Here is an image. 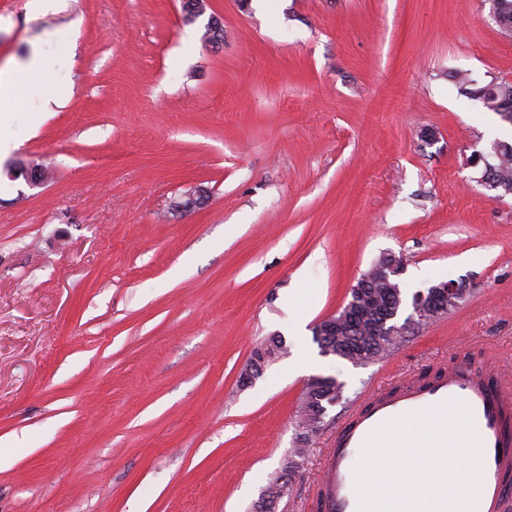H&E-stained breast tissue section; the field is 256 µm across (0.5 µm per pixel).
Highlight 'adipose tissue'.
<instances>
[{
  "mask_svg": "<svg viewBox=\"0 0 512 512\" xmlns=\"http://www.w3.org/2000/svg\"><path fill=\"white\" fill-rule=\"evenodd\" d=\"M56 66V57L45 51L27 61L0 66V150L14 143L4 123L6 115L18 111L32 83L49 79ZM450 437L448 450L459 465L448 472L442 471V457L437 452H421L404 444L393 451L372 449L364 467L363 494L389 498L395 512H430L431 504L442 497L455 512H477L475 486L479 476L474 450L465 428H453Z\"/></svg>",
  "mask_w": 512,
  "mask_h": 512,
  "instance_id": "obj_1",
  "label": "adipose tissue"
}]
</instances>
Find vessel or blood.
I'll return each mask as SVG.
<instances>
[{
  "instance_id": "b4317fda",
  "label": "vessel or blood",
  "mask_w": 512,
  "mask_h": 512,
  "mask_svg": "<svg viewBox=\"0 0 512 512\" xmlns=\"http://www.w3.org/2000/svg\"><path fill=\"white\" fill-rule=\"evenodd\" d=\"M460 421L476 450L478 512H512V391L491 373L464 366L406 383L354 411L324 456L316 512H389L387 502L359 492V449L392 441L401 426L411 427L414 447L444 448L449 427Z\"/></svg>"
}]
</instances>
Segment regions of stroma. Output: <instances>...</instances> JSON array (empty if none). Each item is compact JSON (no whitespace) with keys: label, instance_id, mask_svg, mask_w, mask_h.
<instances>
[{"label":"stroma","instance_id":"obj_1","mask_svg":"<svg viewBox=\"0 0 512 512\" xmlns=\"http://www.w3.org/2000/svg\"><path fill=\"white\" fill-rule=\"evenodd\" d=\"M27 2L0 0V65L60 28L75 46L69 97L14 113L0 154V512H255L309 379L333 376L272 508L314 512L371 395L460 364L512 384V196L470 164L512 125L457 83L512 82L488 0H208L192 20L181 0ZM18 161L49 180L10 178ZM198 187L203 208L173 210ZM387 252L406 293L462 280L465 300L379 361L323 356L314 326Z\"/></svg>","mask_w":512,"mask_h":512}]
</instances>
